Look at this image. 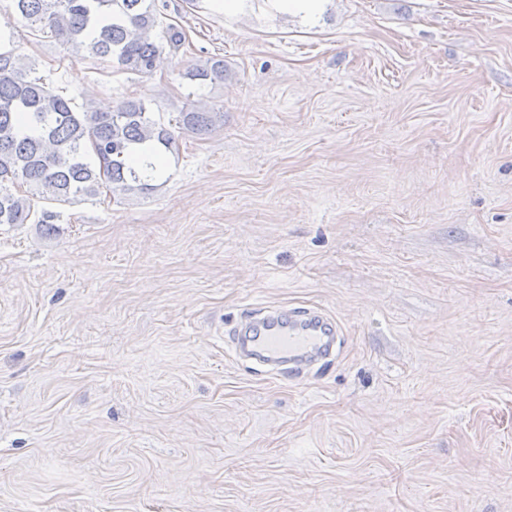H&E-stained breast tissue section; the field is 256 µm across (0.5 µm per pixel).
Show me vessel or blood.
<instances>
[{"instance_id": "1", "label": "vessel or blood", "mask_w": 512, "mask_h": 512, "mask_svg": "<svg viewBox=\"0 0 512 512\" xmlns=\"http://www.w3.org/2000/svg\"><path fill=\"white\" fill-rule=\"evenodd\" d=\"M341 327L319 308H272L253 314L230 331L231 348L276 377H297L302 370L333 358Z\"/></svg>"}]
</instances>
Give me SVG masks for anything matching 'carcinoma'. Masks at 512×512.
Returning a JSON list of instances; mask_svg holds the SVG:
<instances>
[{"instance_id":"carcinoma-1","label":"carcinoma","mask_w":512,"mask_h":512,"mask_svg":"<svg viewBox=\"0 0 512 512\" xmlns=\"http://www.w3.org/2000/svg\"><path fill=\"white\" fill-rule=\"evenodd\" d=\"M31 25L61 45L109 59L124 71H154L161 53L157 0H8ZM14 33L0 34V225L45 224L52 214L34 200L72 204L103 193L114 198L146 193L155 185L132 161L147 146L161 154L175 146L172 131L141 99L77 104L64 88L31 76ZM187 76L224 80V60L210 58ZM193 133L213 124L203 107L180 113Z\"/></svg>"}]
</instances>
